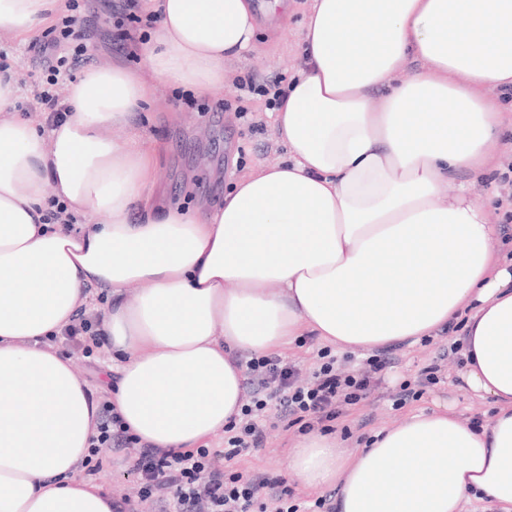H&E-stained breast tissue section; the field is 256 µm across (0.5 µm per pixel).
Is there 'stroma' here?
Wrapping results in <instances>:
<instances>
[{"label": "stroma", "mask_w": 512, "mask_h": 512, "mask_svg": "<svg viewBox=\"0 0 512 512\" xmlns=\"http://www.w3.org/2000/svg\"><path fill=\"white\" fill-rule=\"evenodd\" d=\"M265 3L266 16L257 19L255 29L261 57L256 60L244 55L225 61L228 82L223 97L198 96L160 83L155 87L152 101L138 113L136 130L160 148L161 163L154 187L156 204L186 209L195 207L201 200L215 203L223 200L239 179L287 161L288 148L273 133V116L266 97L240 94L233 80L257 72L288 83L301 58L299 33L312 3L311 0H265ZM61 14L76 19L78 26L97 29L90 41L91 56L79 68L70 69V76L78 77L83 70L115 63L136 73L144 72L145 64L135 42L113 43L115 21L103 0H65ZM43 39L40 31L23 41L0 29V65L11 67L17 74L20 93L16 113L21 117L45 109L41 93L47 87L50 69L38 53ZM242 108L252 111L255 120L261 121V130H250L239 120L237 112ZM462 185L487 202L489 219L497 229L494 252L499 260L511 261L512 240L507 243L503 237L507 234L512 237V223H504L503 214L512 209V200L502 193L498 180L488 172L479 177L467 171L458 172L448 189L453 192ZM457 338V333L439 332L430 342L399 347L393 363L382 371L378 389L356 404L344 406L342 415L332 422L330 431L338 442L348 451H355L380 428L399 422L414 411L444 406L452 407L470 425H485L492 415V406L460 386L462 361L459 355L448 351ZM325 349L336 358H350L354 369L370 357L368 351L361 349L349 352L335 345L324 347L310 336L282 350L280 356L306 374L319 364V354ZM74 358L80 378L96 390L99 398H109L108 376L113 361L105 350L96 349L88 357L78 351ZM434 363L439 364L440 372L437 382L430 384L423 372ZM404 385L410 386L415 396L399 405L393 396ZM263 423L267 435L264 447L239 458L236 470L283 478L300 501L313 506L315 494L307 492L288 469V450L302 436L301 425L286 426L273 407L266 410Z\"/></svg>", "instance_id": "35a3bbf8"}]
</instances>
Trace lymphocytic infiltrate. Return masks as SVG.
Segmentation results:
<instances>
[{
	"label": "lymphocytic infiltrate",
	"mask_w": 512,
	"mask_h": 512,
	"mask_svg": "<svg viewBox=\"0 0 512 512\" xmlns=\"http://www.w3.org/2000/svg\"><path fill=\"white\" fill-rule=\"evenodd\" d=\"M389 359L366 360L356 373H345L335 362L320 363L310 376H303L281 357L265 355L247 361L244 382L249 401L241 409V424L227 440L224 451L200 447L171 453L139 444L109 402H102L96 434L83 467L87 475L101 473V449L137 446L133 468L142 482L137 497L113 499V512H300L293 491L277 477L264 473L225 476L224 465L243 452L262 448L266 430L262 415L275 404L282 417L325 423L337 419L342 405L355 404L380 383Z\"/></svg>",
	"instance_id": "obj_1"
}]
</instances>
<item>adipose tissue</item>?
<instances>
[{
    "instance_id": "obj_1",
    "label": "adipose tissue",
    "mask_w": 512,
    "mask_h": 512,
    "mask_svg": "<svg viewBox=\"0 0 512 512\" xmlns=\"http://www.w3.org/2000/svg\"><path fill=\"white\" fill-rule=\"evenodd\" d=\"M62 0H0L27 39ZM157 27L147 73L88 69L54 125L19 119L0 73V512H112L78 476L99 411L69 356L46 350L90 290L121 364L112 405L141 442L175 452L238 416V355L304 336L342 348L415 344L463 319V387L494 413L475 429L418 412L350 453L309 433L288 468L336 490V512H512V264L454 172H483L503 116L482 91L512 84V0H313L304 65L273 132L289 159L224 200L154 204L157 150L112 139L165 81L224 94L226 59L254 49L251 0H141ZM424 62L409 79L410 60ZM381 99H373L375 91ZM82 217L65 230L55 204Z\"/></svg>"
}]
</instances>
